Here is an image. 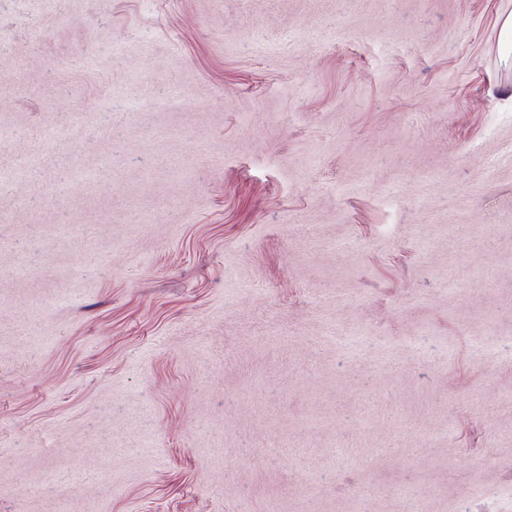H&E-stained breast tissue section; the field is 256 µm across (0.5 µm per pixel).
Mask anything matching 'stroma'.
<instances>
[{"label":"stroma","mask_w":512,"mask_h":512,"mask_svg":"<svg viewBox=\"0 0 512 512\" xmlns=\"http://www.w3.org/2000/svg\"><path fill=\"white\" fill-rule=\"evenodd\" d=\"M510 13L0 0V512H512Z\"/></svg>","instance_id":"35a3bbf8"}]
</instances>
